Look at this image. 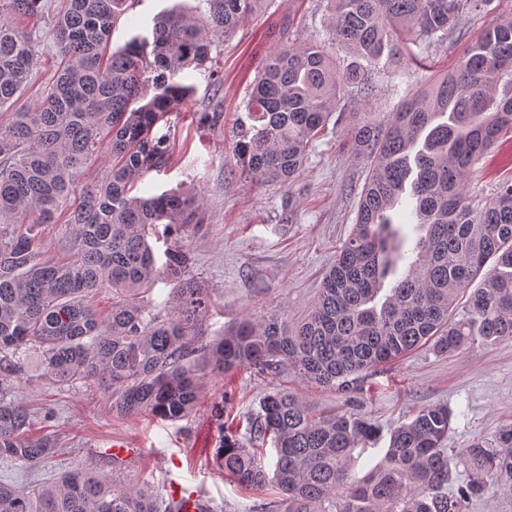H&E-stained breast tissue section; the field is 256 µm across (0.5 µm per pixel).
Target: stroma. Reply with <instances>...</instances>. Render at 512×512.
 <instances>
[{"label":"stroma","instance_id":"35a3bbf8","mask_svg":"<svg viewBox=\"0 0 512 512\" xmlns=\"http://www.w3.org/2000/svg\"><path fill=\"white\" fill-rule=\"evenodd\" d=\"M174 6L195 16L208 9L206 0H139L114 32L113 46L123 45L134 34L149 33L154 16ZM511 9L512 0H502L498 9L470 17L464 36L422 50L424 66L390 67L380 76L376 95L351 92L344 97L346 105L350 111L368 112L376 122L387 123L405 90L422 88L448 71L467 45ZM330 22L327 0H269L265 10L244 19L220 47L222 86H215L209 72L187 73L185 80L194 91L173 128V158L140 185L149 193L193 187L200 195L204 221L185 228L182 241L190 252L193 273L210 297L208 336L223 335L244 318L266 313L300 320L334 264L337 246L353 229L368 164L347 151L345 128H335L317 141L306 170L287 188L245 179L234 158L260 60L285 38L321 44L336 59H346L347 50L329 39ZM37 37L33 82L16 102L19 110L33 105L54 75L52 13H44ZM511 177L512 133H508L499 148L476 166L470 188L484 194ZM277 389L291 392L318 412L350 407L335 390L287 373L271 378L250 369L206 377L197 408L177 422L114 416L109 400L80 382L15 385L9 397L33 409L34 434L53 438L57 451L33 467L0 462V479L36 488L65 471L86 467L113 476L123 487L147 493L165 510L167 472L175 468L186 485L198 489L212 512H279L275 487L258 492L241 488L213 463L219 426L248 441L251 415L258 411L260 399ZM432 404L448 405L454 412L448 446L457 460L475 442L511 425L512 340H477L451 354L426 346L374 369L350 408L375 422L382 435L373 445L354 450L352 478H363L383 462L392 428ZM217 405L224 409L220 421L213 413ZM116 442L137 449V456L113 461L108 450Z\"/></svg>","mask_w":512,"mask_h":512}]
</instances>
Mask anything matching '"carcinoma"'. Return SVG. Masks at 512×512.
Returning a JSON list of instances; mask_svg holds the SVG:
<instances>
[{"instance_id": "cac0c4a2", "label": "carcinoma", "mask_w": 512, "mask_h": 512, "mask_svg": "<svg viewBox=\"0 0 512 512\" xmlns=\"http://www.w3.org/2000/svg\"><path fill=\"white\" fill-rule=\"evenodd\" d=\"M43 0H0V112L31 80ZM192 16L176 7L153 18L105 56L135 0H59L55 79L37 103L0 122V387L82 382L104 394L121 417L151 414L180 421L198 403L202 354L210 372L283 371L343 394L362 390L369 372L427 343L442 354L480 339H512V178L486 195L469 188L472 168L512 132V11L471 42L455 68L408 94L390 121L354 112L348 146L370 162L356 223L307 314L246 318L209 339L210 298L189 274L176 239L158 264L150 238L199 224L192 188L150 196L134 189L164 169L171 144L158 124L187 99V70L205 69L221 39L266 0H208ZM332 39L346 65L312 42H279L262 60L239 133L237 163L259 184L291 185L344 92L377 91L381 71L405 59L409 45L462 35L466 17L494 0H329ZM106 173L77 189L100 152ZM72 227L69 257H46L38 228L61 214ZM419 232L403 250L409 230ZM176 284L170 317L145 302L159 277ZM394 283L378 301L385 282ZM107 288L112 310L101 319L87 296ZM465 315L455 318L460 296ZM453 412L420 409L389 433L383 463L350 478L354 449L381 434L351 412L317 416L286 391L264 396L246 447L220 431L214 463L237 485L272 484L283 512H470L474 501L512 490V426L466 450L468 480L455 489L445 442ZM33 414L0 398V458L36 466L55 449L34 437ZM271 442L272 467L264 460ZM0 512H160L150 496L91 469L68 471L36 489L0 480Z\"/></svg>"}]
</instances>
